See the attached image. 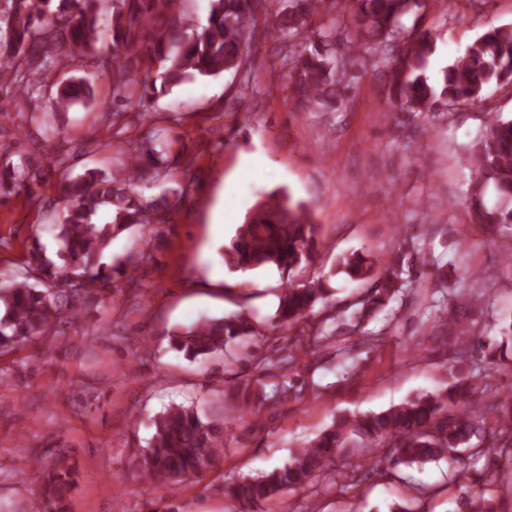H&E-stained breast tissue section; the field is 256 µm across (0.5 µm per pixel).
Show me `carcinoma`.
I'll return each mask as SVG.
<instances>
[{"mask_svg": "<svg viewBox=\"0 0 512 512\" xmlns=\"http://www.w3.org/2000/svg\"><path fill=\"white\" fill-rule=\"evenodd\" d=\"M189 0H0V84L13 83L19 91L28 75L41 66L70 65L80 77L37 86L56 112L94 100L92 78L109 76L113 100L127 105L197 77H216L239 70L247 52L261 37L253 17L265 0H209L207 24L187 33ZM428 0H280L272 32L289 61L294 95L303 106L326 112L344 103L351 72L368 54L372 66L389 70L394 110L451 112L461 105L480 106L491 86L512 87V24L493 27L477 37L436 80L425 74L436 42L431 30L421 28ZM157 137L125 141L123 167L107 176L93 169L80 177H63L64 205L54 223L66 267L55 271L34 249L24 266L0 271V350L51 333L80 313L75 302L87 301L110 288L114 274L133 278L131 260L116 266L101 263L113 238L135 226L167 224L177 203L162 194L147 198L132 186L149 172L155 181L175 177L163 165ZM471 177L465 190L472 220L477 224H512V118L495 114L467 148ZM36 178L30 164L0 157V196L24 187ZM110 221H96L100 212ZM319 226L303 201L284 189L258 201L236 228L221 257L228 271L249 274L275 269L288 276L279 297L273 329H288L312 312L324 290L311 283H296L291 272L312 260ZM385 274L363 309L351 314L331 313L324 318L332 332L353 334L358 322L391 301L404 289L407 271L402 253L377 261L361 252L339 260L337 272L361 280L376 264ZM253 332L239 314L205 318L174 331L172 345L188 358L219 354L231 341ZM292 386L278 383L273 396L265 384L247 381L243 400L278 402ZM477 388L461 378L438 394L427 393L379 413L343 418L295 449L290 460L269 472L224 488V497L255 507L275 495L295 489L329 468L344 448L348 434L366 445L388 442L396 465L453 460L458 448L479 431L476 413L464 410ZM147 446L132 455L134 468L144 480L198 475L224 454V423L203 417L192 406L172 404L153 418ZM505 430L489 441L500 451L472 449L485 459L478 481H496L502 456L512 455V440ZM42 486L33 512H68L67 502L77 485L69 458L59 454L41 473ZM457 512H500L493 501L469 491L457 501Z\"/></svg>", "mask_w": 512, "mask_h": 512, "instance_id": "obj_1", "label": "carcinoma"}]
</instances>
